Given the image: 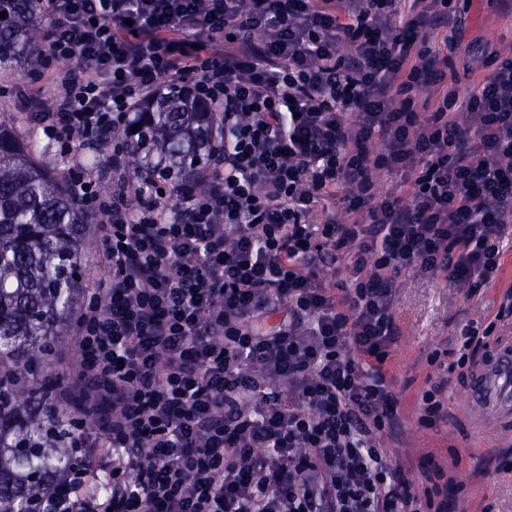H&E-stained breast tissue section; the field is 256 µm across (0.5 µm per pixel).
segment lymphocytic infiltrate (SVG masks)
Listing matches in <instances>:
<instances>
[{
	"label": "lymphocytic infiltrate",
	"mask_w": 512,
	"mask_h": 512,
	"mask_svg": "<svg viewBox=\"0 0 512 512\" xmlns=\"http://www.w3.org/2000/svg\"><path fill=\"white\" fill-rule=\"evenodd\" d=\"M39 5L25 123L63 158L115 143L104 174L69 177L105 217V278L56 396L91 422L90 469L53 512H446L444 468L411 480L383 445L396 278L475 293L497 277L512 51L449 88L446 0ZM187 84L217 121L209 189L163 195L129 170L124 134L143 95ZM384 171L404 197L379 198Z\"/></svg>",
	"instance_id": "1"
}]
</instances>
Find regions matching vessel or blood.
Returning a JSON list of instances; mask_svg holds the SVG:
<instances>
[{"label":"vessel or blood","instance_id":"obj_1","mask_svg":"<svg viewBox=\"0 0 512 512\" xmlns=\"http://www.w3.org/2000/svg\"><path fill=\"white\" fill-rule=\"evenodd\" d=\"M468 407L479 426L512 425V341L495 344L472 370Z\"/></svg>","mask_w":512,"mask_h":512}]
</instances>
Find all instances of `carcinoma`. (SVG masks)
Returning a JSON list of instances; mask_svg holds the SVG:
<instances>
[{
	"instance_id": "obj_1",
	"label": "carcinoma",
	"mask_w": 512,
	"mask_h": 512,
	"mask_svg": "<svg viewBox=\"0 0 512 512\" xmlns=\"http://www.w3.org/2000/svg\"><path fill=\"white\" fill-rule=\"evenodd\" d=\"M3 11L0 70L35 62L46 42L37 0H0ZM135 123L126 138L133 170L156 167L178 184L204 168L214 116L190 93L147 97ZM69 167L0 122V512H27L33 501L53 512L47 505L85 464L76 422L49 409L64 379L51 355L82 297L91 223L69 194Z\"/></svg>"
}]
</instances>
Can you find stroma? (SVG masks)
<instances>
[{
    "mask_svg": "<svg viewBox=\"0 0 512 512\" xmlns=\"http://www.w3.org/2000/svg\"><path fill=\"white\" fill-rule=\"evenodd\" d=\"M448 12L459 19L455 47L448 54L459 85L479 78L476 66L484 51L512 49V11L500 0H448ZM401 290L394 313L401 335L393 347L389 378L401 401L403 427L384 445L392 463L419 472L425 455L447 469L462 483L459 493H449L448 512H512V440L493 427L475 432L463 405L469 373L452 366L437 370L428 356L447 349L456 360L466 327L485 328L495 323V335L512 336V318L494 322L504 291L512 286V248L503 255L502 269L494 283L469 296L468 288L443 277L402 272ZM447 381L446 416L437 427L418 423V398L429 382Z\"/></svg>",
    "mask_w": 512,
    "mask_h": 512,
    "instance_id": "35a3bbf8",
    "label": "stroma"
}]
</instances>
